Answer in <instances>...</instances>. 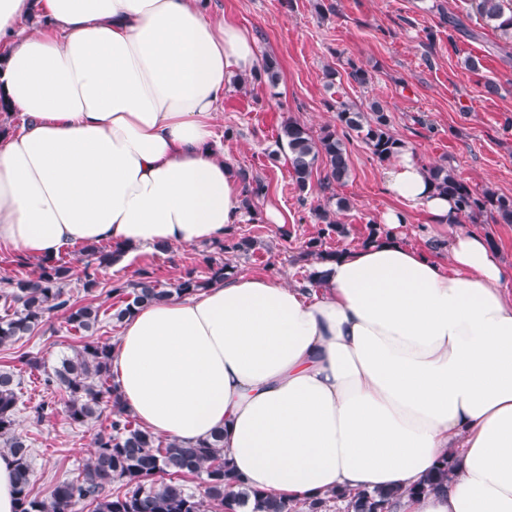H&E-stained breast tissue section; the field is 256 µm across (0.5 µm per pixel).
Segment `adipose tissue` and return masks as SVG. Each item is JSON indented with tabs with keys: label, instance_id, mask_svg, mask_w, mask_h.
I'll use <instances>...</instances> for the list:
<instances>
[{
	"label": "adipose tissue",
	"instance_id": "ef3b65f1",
	"mask_svg": "<svg viewBox=\"0 0 512 512\" xmlns=\"http://www.w3.org/2000/svg\"><path fill=\"white\" fill-rule=\"evenodd\" d=\"M212 0H0V247L56 256L223 239L244 186L216 133L234 76L262 66L251 32ZM45 27L23 25L31 14ZM439 262L395 236L319 261L305 285L228 274L144 304L112 372L155 435L224 434L253 490L292 500L396 491L395 512H512V281L459 228L409 147L384 170ZM442 493H416L441 459Z\"/></svg>",
	"mask_w": 512,
	"mask_h": 512
}]
</instances>
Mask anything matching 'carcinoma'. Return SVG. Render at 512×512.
<instances>
[{"label": "carcinoma", "mask_w": 512, "mask_h": 512, "mask_svg": "<svg viewBox=\"0 0 512 512\" xmlns=\"http://www.w3.org/2000/svg\"><path fill=\"white\" fill-rule=\"evenodd\" d=\"M477 13L497 29L512 32V8L505 0H473ZM265 79L270 89L278 87L280 72L277 62L268 57L261 71L251 77ZM247 76L236 79L237 87H246ZM336 121L362 135L372 154L386 161L397 153L404 142L390 131V119L377 101L364 112L346 100L332 104ZM279 148L288 151V161L295 189L306 195L312 187L317 162L322 161L326 173L319 181L326 191L349 176V157L336 126L327 124L313 135L299 122L288 119L278 139ZM246 197L244 208L252 210L254 201L266 192L264 181L245 170L239 172ZM428 176L436 190L448 195L456 204L458 215L476 224L485 217L497 223L512 224V196L487 186L480 191L458 178L448 165L428 167ZM323 233L343 234L345 227L329 207L313 209ZM82 270L83 290L92 296L98 291L99 270L109 267L121 257V250H105L87 245ZM233 269L228 263L209 266L210 276L202 279L195 271L186 272L172 288H165L153 272L138 271V279L117 283L106 291L120 306L112 314L117 322L131 315L139 305L166 300L172 296L191 295L208 288ZM72 267L60 258L42 261L34 272L7 279L8 288L0 292L5 315L0 317V345L31 334L51 316L60 313L67 329L81 334L83 344L57 363L23 353L17 357L21 366L39 373L43 393L49 398L31 407L33 420L41 422L57 411L50 396H65L64 414L76 427L95 425L101 418L108 424L93 435L94 452L82 471L72 479L54 484L44 498L32 495L33 470L31 448L15 433L21 401V371L16 367L0 368V452L9 454L15 463L18 512H79L84 504L93 512H294L288 500L249 489L224 460V432H218L194 446L186 447L176 440L162 442L140 427L121 401L117 383L109 380L112 345L94 338L101 306L89 302L78 306L67 291ZM451 469L448 460L420 483L413 492L442 491L448 486ZM394 492L359 491L347 499L346 512H393Z\"/></svg>", "instance_id": "cac0c4a2"}]
</instances>
